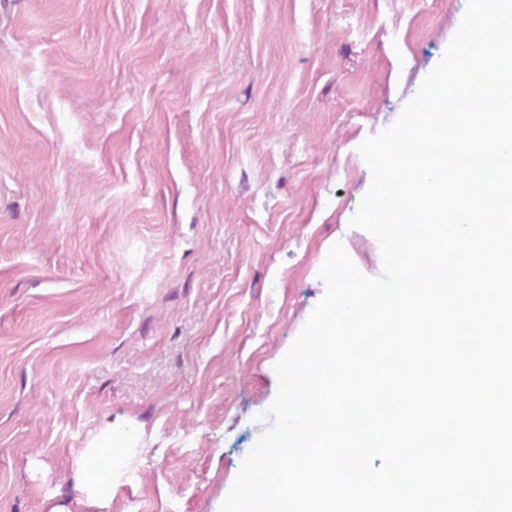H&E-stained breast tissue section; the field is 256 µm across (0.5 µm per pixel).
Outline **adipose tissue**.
<instances>
[{
	"mask_svg": "<svg viewBox=\"0 0 512 512\" xmlns=\"http://www.w3.org/2000/svg\"><path fill=\"white\" fill-rule=\"evenodd\" d=\"M112 429L104 427L79 451L71 478L78 495L74 507L50 506L48 512H107L112 502Z\"/></svg>",
	"mask_w": 512,
	"mask_h": 512,
	"instance_id": "ef3b65f1",
	"label": "adipose tissue"
}]
</instances>
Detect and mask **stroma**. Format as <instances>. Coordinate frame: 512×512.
<instances>
[{"instance_id": "35a3bbf8", "label": "stroma", "mask_w": 512, "mask_h": 512, "mask_svg": "<svg viewBox=\"0 0 512 512\" xmlns=\"http://www.w3.org/2000/svg\"><path fill=\"white\" fill-rule=\"evenodd\" d=\"M468 0H0V512H220L391 127ZM115 469L112 463V428L101 432L82 448L72 464L71 478L79 495L77 508L50 505L48 512H99L110 507L112 481Z\"/></svg>"}]
</instances>
